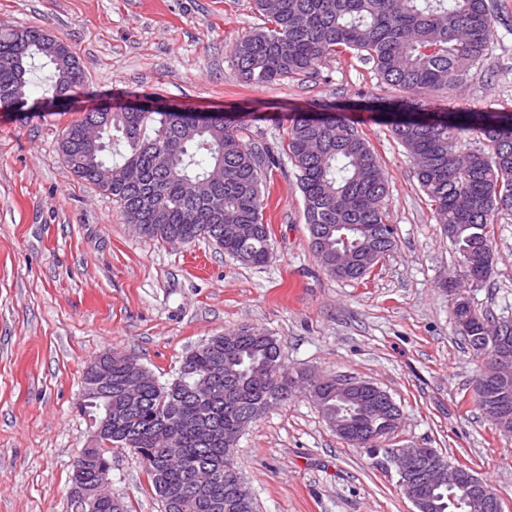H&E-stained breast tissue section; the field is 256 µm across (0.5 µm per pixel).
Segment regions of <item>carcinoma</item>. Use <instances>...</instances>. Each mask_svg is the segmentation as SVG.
I'll return each instance as SVG.
<instances>
[{
	"mask_svg": "<svg viewBox=\"0 0 512 512\" xmlns=\"http://www.w3.org/2000/svg\"><path fill=\"white\" fill-rule=\"evenodd\" d=\"M265 24L232 47L233 65L250 83H270L317 70L344 52L373 63L380 80L413 94L453 93L469 80L493 38L487 0H255ZM41 28L0 32V96L23 102L32 117L52 112L63 97L79 94L85 73L72 52L55 51ZM43 57L54 81L41 95L28 90L27 60ZM415 159V176L437 223L458 256L463 280L475 285L493 272L494 216L512 211V112L439 110L425 101L391 104L375 115ZM259 117L207 119L197 112L165 105L82 113L64 130L58 150L73 175L112 196L121 211L140 213V233L171 244L199 238L245 263H267L273 249L264 221L263 168L274 161L244 142L245 122ZM120 133L122 162L107 158ZM479 145L462 149L468 140ZM288 157L304 199L310 246L331 277L355 281L373 267L375 252L395 246L385 198L387 177L379 160L346 112H293L288 116ZM112 168V182L99 170ZM454 322L468 320L460 334L473 355L492 364L495 347L512 346V329L495 333L496 318L471 308L466 294L455 295ZM170 384L152 377L134 402L122 393L126 365L112 361V383L82 399L78 410L96 432L112 409V422L87 461L71 468L69 487L85 495L69 499L71 512H127L123 502L93 492L112 448H128L141 460L163 512H255L240 502L232 475L240 471L235 446L242 420L255 421L269 403H286L299 388L289 379L278 340L259 327H241L210 337L182 361ZM200 381L209 389L193 391ZM512 402V372L502 378L480 370L474 403L480 411L502 397ZM363 397L322 388L317 404L333 426L385 440L395 433L384 410L361 412ZM214 472V482L196 489L191 473ZM431 512H487L463 486L430 492Z\"/></svg>",
	"mask_w": 512,
	"mask_h": 512,
	"instance_id": "obj_1",
	"label": "carcinoma"
}]
</instances>
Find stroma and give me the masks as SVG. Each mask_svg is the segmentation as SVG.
<instances>
[{"instance_id": "35a3bbf8", "label": "stroma", "mask_w": 512, "mask_h": 512, "mask_svg": "<svg viewBox=\"0 0 512 512\" xmlns=\"http://www.w3.org/2000/svg\"><path fill=\"white\" fill-rule=\"evenodd\" d=\"M495 37L456 99L431 104L512 111V0H487ZM253 0H0V31L41 27L86 75L72 100L40 117L0 112V512H68L73 459L91 435L77 411L89 361L130 355L160 383L210 336L258 325L294 371L355 377L389 392L403 417L392 441L438 449L497 488L512 512V437L473 402L479 364L460 341L445 282L458 258L414 176L374 118L408 99L371 63L343 54L317 71L245 83L235 41L262 26ZM145 96L191 112L258 113L243 139L271 147L264 219L273 253L248 266L204 239L140 235L111 198L74 177L58 143L84 110ZM334 107L358 120L389 181L397 245L359 281L317 265L285 148L287 113ZM492 276L473 308L512 318V213L495 218ZM235 455L258 512H414L393 469L348 445L298 396L241 434ZM112 492L128 512H162L136 455L113 449Z\"/></svg>"}]
</instances>
